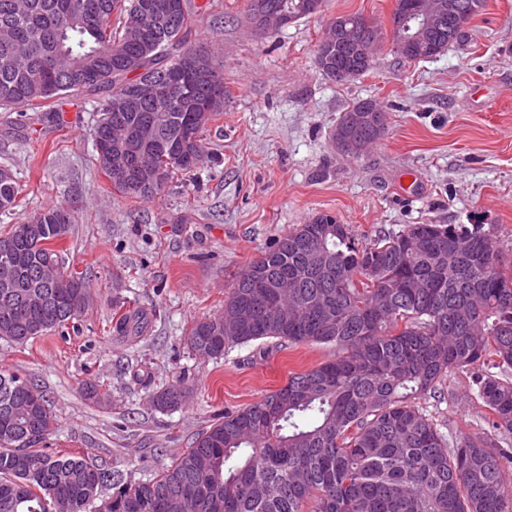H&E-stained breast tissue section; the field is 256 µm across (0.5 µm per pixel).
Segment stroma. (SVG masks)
I'll return each instance as SVG.
<instances>
[{"label":"stroma","instance_id":"stroma-1","mask_svg":"<svg viewBox=\"0 0 512 512\" xmlns=\"http://www.w3.org/2000/svg\"><path fill=\"white\" fill-rule=\"evenodd\" d=\"M247 4L190 0L187 40L221 61L224 113L201 135L199 167L155 199L122 197L97 166L101 97L69 99L58 122L0 110V165L23 188L19 206L0 212V235L40 208H70L60 254L91 289L75 327L25 345L0 339V369L48 399L57 420L48 448L131 482L152 477L223 413L333 357L326 345L255 341L203 359L185 344L193 321L218 313L237 276L296 225L329 214L368 242L410 224H480L512 266V0H484L440 56L408 63L385 48L345 84L316 62L328 22L359 14L386 31L394 0H325L321 13L264 37ZM366 99L385 110L387 131L364 154L343 155L330 133ZM126 313L143 315L139 337L117 334ZM180 381L186 405L156 411L149 393ZM88 382L101 384L103 402L84 396ZM443 389L419 401L443 432H488L470 371H449Z\"/></svg>","mask_w":512,"mask_h":512}]
</instances>
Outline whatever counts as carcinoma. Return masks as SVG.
Wrapping results in <instances>:
<instances>
[{
	"label": "carcinoma",
	"instance_id": "cac0c4a2",
	"mask_svg": "<svg viewBox=\"0 0 512 512\" xmlns=\"http://www.w3.org/2000/svg\"><path fill=\"white\" fill-rule=\"evenodd\" d=\"M0 0V107L46 105L74 95L103 97L93 131L112 152L144 149L138 133L152 116L151 144L159 176L127 198L159 195L172 174L190 172L182 130L203 132L224 112L204 114L197 105L215 85L178 87L158 102L134 100L145 79L198 54L220 63L184 34L192 13L158 17L133 33L137 0H25L16 13ZM305 0H262L271 14L302 19ZM461 32L451 15L433 31L436 54ZM322 69L350 71L364 62L355 49L334 40L319 43ZM371 146L381 139L366 120L346 111L333 134ZM21 186L0 175V212L13 209ZM0 236L17 271L8 299L0 298V339L27 344L76 320L90 304L82 273L60 260L53 245L65 238L73 216L63 207L31 215ZM258 284L235 282L224 305L254 309V324L224 335V313L193 322L186 345L217 359L257 340L315 343L336 356L295 373L281 388L213 423L193 446L152 478L129 483L104 465L91 468L81 455L44 447L56 419L45 395L30 408L34 383L0 371V512H512V267L499 260L496 242L478 224H411L359 242L349 226L323 214L280 237L250 263ZM294 279L303 307L288 315L267 310L283 273ZM493 362L499 373L484 370ZM467 369L491 418L493 433L448 435L417 405L442 394L448 370ZM188 388L172 384L149 395L162 411L185 404ZM503 441H498L497 436Z\"/></svg>",
	"mask_w": 512,
	"mask_h": 512
}]
</instances>
